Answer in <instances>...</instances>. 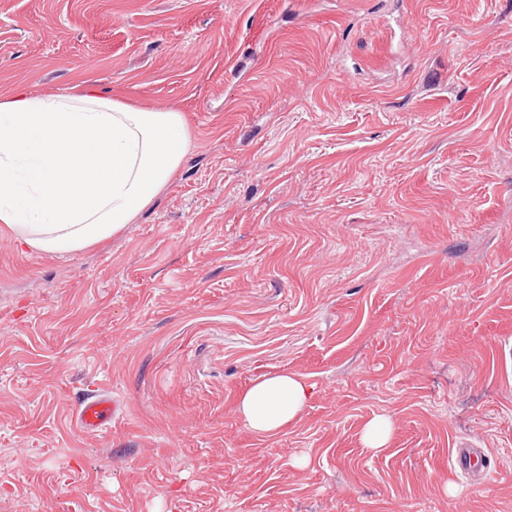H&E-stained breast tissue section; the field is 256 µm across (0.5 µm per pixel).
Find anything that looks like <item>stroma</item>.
<instances>
[{
    "mask_svg": "<svg viewBox=\"0 0 512 512\" xmlns=\"http://www.w3.org/2000/svg\"><path fill=\"white\" fill-rule=\"evenodd\" d=\"M88 81L190 148L84 249L0 223V512H512V0H0V101ZM310 393L311 386L298 374L267 375L238 398L237 414L256 435L273 436L300 418ZM117 401L100 391L84 399L78 407L77 422L87 433H97L108 426L118 414ZM392 431L393 423L389 418L378 416L369 420L363 430L366 448L379 452L387 445ZM453 448L450 455V466L469 479L483 478L488 475V468L498 467V458L493 457L485 448H473L462 444Z\"/></svg>",
    "mask_w": 512,
    "mask_h": 512,
    "instance_id": "35a3bbf8",
    "label": "stroma"
}]
</instances>
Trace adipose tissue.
<instances>
[{
	"mask_svg": "<svg viewBox=\"0 0 512 512\" xmlns=\"http://www.w3.org/2000/svg\"><path fill=\"white\" fill-rule=\"evenodd\" d=\"M188 150L175 111L136 108L92 83L0 102V222L48 253L85 248L128 224L165 186ZM311 387L279 372L257 380L236 410L256 435L298 420Z\"/></svg>",
	"mask_w": 512,
	"mask_h": 512,
	"instance_id": "ef3b65f1",
	"label": "adipose tissue"
}]
</instances>
